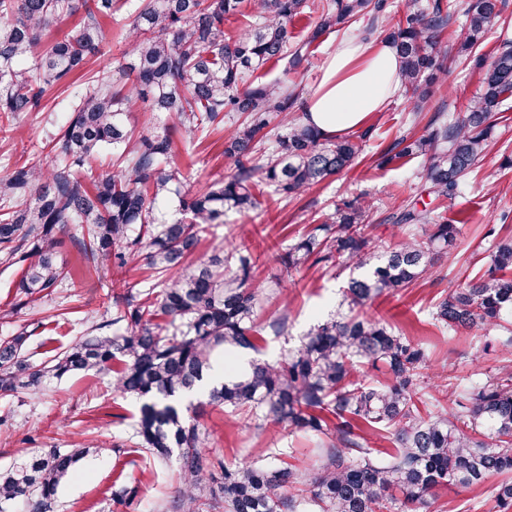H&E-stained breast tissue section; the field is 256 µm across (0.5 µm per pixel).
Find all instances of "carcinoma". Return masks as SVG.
Masks as SVG:
<instances>
[{
	"instance_id": "carcinoma-1",
	"label": "carcinoma",
	"mask_w": 512,
	"mask_h": 512,
	"mask_svg": "<svg viewBox=\"0 0 512 512\" xmlns=\"http://www.w3.org/2000/svg\"><path fill=\"white\" fill-rule=\"evenodd\" d=\"M243 0H139L126 17L128 62L102 71L73 94L69 116L50 138L48 154L60 160L46 167L15 168L0 177V267L26 264L16 283L25 302L48 297L67 278L58 261L60 236L69 224L87 235L79 253L98 268H123L140 261L170 276L158 292L123 284L109 297L112 318L92 327L66 351L35 365L30 337L22 330L0 339V395H38L46 378L76 372H110L113 388L139 402L134 430L144 461L176 458L179 478L172 496L177 512H418L444 486L469 487L502 476L494 497L512 505V370L495 379L465 385L455 409L423 415L417 401L430 382L445 380L426 372L425 354L395 328L360 314L382 295L395 294L434 271L455 245L453 221L426 211L404 209L394 216L398 244L373 257L361 229L373 203L344 204L288 248L289 270L316 254L359 274L343 294L349 313L321 320L301 346L274 364L251 360L240 373L214 383L208 404L252 415L327 438L311 469H298L274 452L276 466L244 462L233 468L216 459L208 434L182 414L178 397L209 377L215 365L242 350H255L252 332L265 289L252 279L251 254L219 247L197 264L199 226L224 223V213L255 207L257 180L282 198L352 168L368 132L330 138L305 124L294 110L299 92L279 81L244 84L272 60H288L296 70L310 62V43L340 32L360 17H383L386 0H248L249 29L224 35V21ZM113 0H0V114L40 112L49 91L68 83L100 52L103 17ZM406 11L387 38L400 58L402 96L412 112L431 100L428 86L448 60L471 53L502 11V0H406ZM315 9L319 20L307 42L290 43L288 25ZM83 13L60 39L36 51L42 32L61 19ZM465 25L453 41L442 37L452 14ZM478 95L461 117L440 112L430 130L394 142L389 163L422 157V178L437 198H453L461 181L487 154L492 115L512 94V43L505 41L482 65ZM178 121L188 141L239 112L224 143L229 179L216 180L192 195L181 194L182 174L174 165L167 135L134 136L126 126L138 101ZM280 116L275 159L257 164L269 139L268 116ZM117 155L116 170L91 178L79 173L99 152ZM181 197L189 220L169 221L162 205ZM512 238L500 239L488 272L468 276L451 295L435 303V326L461 330H503L512 348ZM169 318L161 335L153 323ZM123 326L106 336L101 330ZM365 363L382 364L386 383L356 373ZM391 430L396 453L374 457L358 423ZM469 423L470 430L462 424ZM86 448H40L0 472V507L19 503L23 512H55L58 490L82 460Z\"/></svg>"
}]
</instances>
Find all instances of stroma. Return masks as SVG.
Returning <instances> with one entry per match:
<instances>
[{
	"instance_id": "35a3bbf8",
	"label": "stroma",
	"mask_w": 512,
	"mask_h": 512,
	"mask_svg": "<svg viewBox=\"0 0 512 512\" xmlns=\"http://www.w3.org/2000/svg\"><path fill=\"white\" fill-rule=\"evenodd\" d=\"M315 21V15L309 14L295 19L289 27L295 42L310 45L307 68L292 72L286 62L270 63L258 71L259 81L288 80L307 93L315 88L324 62L340 39L339 34L331 33L310 41ZM84 82V77L77 75L71 79L69 91H52L44 111L24 112L10 121L0 118V176L22 165L51 162L44 145L66 121L64 107L72 91L82 88ZM479 87L480 71L474 58L449 63L430 86L431 105L447 113H463ZM431 118L430 112L411 114L403 97H395L369 118L371 133L359 164L292 201L257 192L255 209L229 211L223 223L201 226L197 259L206 258L222 244L245 248L253 256L255 278L271 289L257 321L255 337L260 359L278 361L299 346L317 318L341 312L342 288L351 275L349 268L311 259L288 273L280 258L290 245L327 223L330 214L344 202L365 197L375 206L362 233L376 245L397 242L392 215L401 204L428 209L447 219L459 212L469 218L460 227L453 255L437 272L418 280L412 288L375 299L367 306V314L422 342L429 365L446 371L452 383L485 382L503 365L507 354L497 333L475 335L463 331L451 336L433 325L430 312L438 299L455 290L463 276L486 272L495 243L512 235V99L504 102L495 115L493 149L452 200L435 199L429 192L421 178L422 158H403L388 164L383 161L396 140L423 134ZM237 119V113H225L223 124L192 144L184 139L177 121L152 112L144 102L131 112L129 124L139 133L169 134L175 160L187 177L185 189L193 192L230 176L224 163V141ZM77 234L76 227H69L59 249L60 261L72 274L63 300L21 305L15 290L22 275L20 267L0 272V339L27 330L28 349L37 363L45 360L47 351L66 349L88 329L85 312L94 309L99 316H106L105 298L113 283L123 281L148 289L158 287L160 282L159 276L143 264L120 271L87 272L74 244ZM283 289L290 301L286 307L279 296ZM283 312L288 315V330L277 336L268 323ZM138 408L135 399L115 392L111 375L92 372L48 379L42 394L36 397H0V469L38 448H80L94 441L100 445V452L84 457L75 476L60 488L58 512H168L166 504L178 479V468L176 463L159 460L144 466L133 441ZM183 412L206 430L211 450L225 466L244 461L274 465L272 451L276 448L293 449V462L302 468L316 461L317 436L259 421L247 412L229 418L222 409L209 406L206 395L185 401ZM497 482L492 476L479 486L440 488L420 512H512V507L496 502L493 489ZM119 488L128 492L120 505L112 499L113 490Z\"/></svg>"
}]
</instances>
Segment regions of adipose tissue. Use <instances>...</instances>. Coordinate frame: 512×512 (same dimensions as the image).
<instances>
[{
  "label": "adipose tissue",
  "mask_w": 512,
  "mask_h": 512,
  "mask_svg": "<svg viewBox=\"0 0 512 512\" xmlns=\"http://www.w3.org/2000/svg\"><path fill=\"white\" fill-rule=\"evenodd\" d=\"M393 45L378 37L340 40L303 104L305 123L332 137L361 129L399 90Z\"/></svg>",
  "instance_id": "ef3b65f1"
}]
</instances>
